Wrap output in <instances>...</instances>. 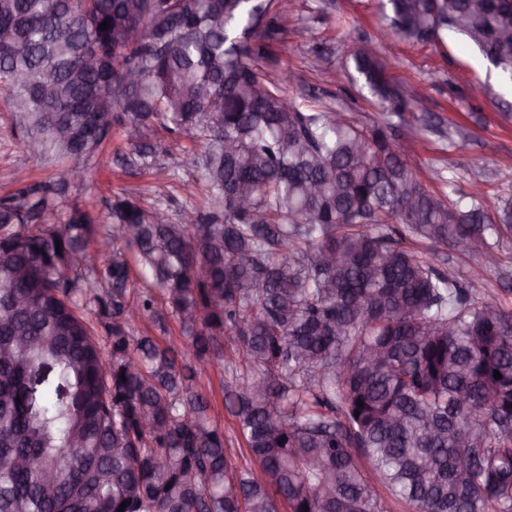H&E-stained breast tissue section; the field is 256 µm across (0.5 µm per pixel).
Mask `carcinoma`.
<instances>
[{
	"instance_id": "cac0c4a2",
	"label": "carcinoma",
	"mask_w": 512,
	"mask_h": 512,
	"mask_svg": "<svg viewBox=\"0 0 512 512\" xmlns=\"http://www.w3.org/2000/svg\"><path fill=\"white\" fill-rule=\"evenodd\" d=\"M279 3L0 0V96L22 149L52 166L0 197V512H384L377 482L414 512H512V308L405 246L487 254L512 233V198L490 214L478 192H431L382 133L302 110L290 75L255 65ZM380 12L407 42L462 36L512 86V10ZM351 59L373 97L406 106L383 59ZM85 112L105 119L92 148L60 145ZM114 125L144 173L160 131L202 147L209 208L175 224L117 195L104 235L125 248L106 255L88 211L61 216V180ZM142 317L162 333L176 319L182 345L134 335ZM226 340L251 372L224 399L258 475L228 459L196 387Z\"/></svg>"
}]
</instances>
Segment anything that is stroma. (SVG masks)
<instances>
[{
	"label": "stroma",
	"mask_w": 512,
	"mask_h": 512,
	"mask_svg": "<svg viewBox=\"0 0 512 512\" xmlns=\"http://www.w3.org/2000/svg\"><path fill=\"white\" fill-rule=\"evenodd\" d=\"M378 0H288L284 39L270 46L256 67L271 75L294 73L289 98L306 106L316 102L347 112L359 123L396 140L415 176L435 193L451 198L481 188L487 210L512 196V88L504 87L494 68L459 37L449 36L443 48L403 40L384 42L379 35ZM387 58L388 76L406 97L415 100L404 117L391 116L389 105L359 89L348 76L354 46ZM127 147L122 126H114L103 153L86 161V179L70 188L66 204L90 210L99 223H110L115 194L139 196L143 205L167 207L177 217L185 206L205 207L203 190L182 193V182L195 179L192 154L174 136L160 133L156 163L149 173L124 165ZM29 180L47 179L52 169L28 157L18 145V132L0 101V197L13 189L17 172ZM410 249L457 279L468 278L476 261L452 248L413 241ZM497 265L483 273L482 296L512 307V239L496 248ZM226 379L208 371L198 386L211 403L210 416L224 431L225 449L233 463L251 460L238 422L224 405Z\"/></svg>",
	"instance_id": "35a3bbf8"
}]
</instances>
